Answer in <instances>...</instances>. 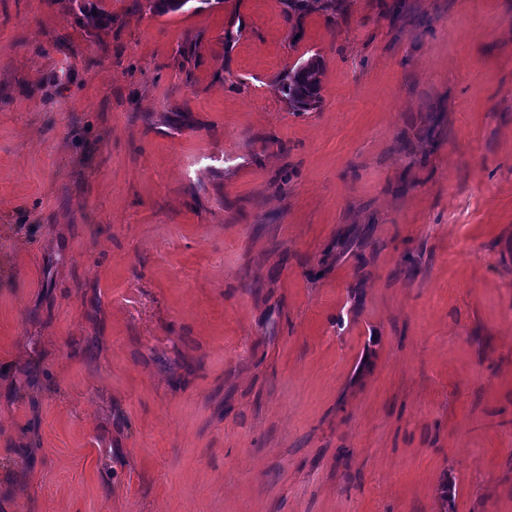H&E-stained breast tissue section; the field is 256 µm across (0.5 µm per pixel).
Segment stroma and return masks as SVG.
Masks as SVG:
<instances>
[{
	"instance_id": "stroma-1",
	"label": "stroma",
	"mask_w": 512,
	"mask_h": 512,
	"mask_svg": "<svg viewBox=\"0 0 512 512\" xmlns=\"http://www.w3.org/2000/svg\"><path fill=\"white\" fill-rule=\"evenodd\" d=\"M95 2L0 0V512H512V0ZM289 15H301L316 7L336 17L344 9L345 0H284ZM322 73L323 66L320 70L310 72L301 69L299 63H296L283 75L275 78L274 82L290 110L306 112L318 107Z\"/></svg>"
}]
</instances>
